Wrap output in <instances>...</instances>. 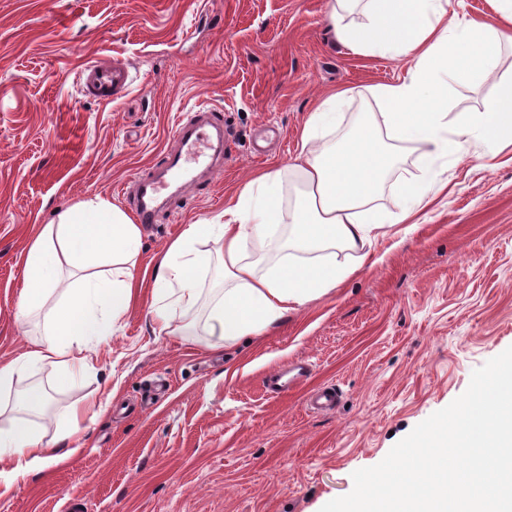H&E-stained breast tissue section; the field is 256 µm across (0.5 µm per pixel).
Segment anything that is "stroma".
Returning a JSON list of instances; mask_svg holds the SVG:
<instances>
[{"instance_id":"35a3bbf8","label":"stroma","mask_w":512,"mask_h":512,"mask_svg":"<svg viewBox=\"0 0 512 512\" xmlns=\"http://www.w3.org/2000/svg\"><path fill=\"white\" fill-rule=\"evenodd\" d=\"M333 0H0V361L44 333L16 319L23 265L57 210L102 197L132 212L131 185L173 144L177 122L224 115V166L143 230L142 268L187 225L211 220L253 173L287 169L325 91L353 86L339 138L378 111L367 86L404 76L388 58L347 55L327 28ZM127 59L118 103L79 94L76 68ZM455 189L393 225L358 272L258 336L210 347L154 335L148 301L114 325L96 369L59 389L27 379L53 412L116 389L122 412L86 422L66 465L0 486V512H319L349 494L473 371L512 346V162L446 164ZM292 360L310 378L281 397L266 375ZM340 392L335 409L308 393Z\"/></svg>"}]
</instances>
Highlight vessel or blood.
<instances>
[{"instance_id": "vessel-or-blood-1", "label": "vessel or blood", "mask_w": 512, "mask_h": 512, "mask_svg": "<svg viewBox=\"0 0 512 512\" xmlns=\"http://www.w3.org/2000/svg\"><path fill=\"white\" fill-rule=\"evenodd\" d=\"M80 93L103 103H114L127 97L131 86L129 65L119 59L88 62L77 77ZM224 123L213 110L201 108L188 114L176 127L175 149L165 152L160 164L136 181L135 211L139 223L156 221L158 205L171 197L173 191L184 192L193 188L198 177L210 174L224 164V152L214 142L215 135L223 134ZM290 378L275 374L267 389L282 395L300 384L308 374L306 364L291 368Z\"/></svg>"}]
</instances>
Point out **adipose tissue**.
<instances>
[{
    "instance_id": "adipose-tissue-1",
    "label": "adipose tissue",
    "mask_w": 512,
    "mask_h": 512,
    "mask_svg": "<svg viewBox=\"0 0 512 512\" xmlns=\"http://www.w3.org/2000/svg\"><path fill=\"white\" fill-rule=\"evenodd\" d=\"M352 0H335L327 23L337 42L354 56H391L407 73L393 83L368 89L382 110L360 121L344 138L327 139L326 129L357 90L328 92L311 113L292 164L302 189L291 212L281 210L282 171L267 169L253 178L208 224L188 225L154 267L151 307L157 334L187 337L206 332L211 344L254 336L288 312L327 295L351 277L354 267L322 259L336 248L359 249L366 263L386 227L411 223L450 188L441 161L477 156L493 169L512 147V75L497 74L506 48H512V0H494L495 21L459 13L453 0H361L357 19H349ZM493 82L494 91L471 112H452L448 89L454 83ZM418 146L422 174L401 180L391 205L379 204L396 145ZM482 152H473V145ZM290 222V257L257 274L248 254L252 243H271L277 224ZM142 232L118 206L96 198L60 212L56 223L39 228L24 260L17 306L19 324L45 313L43 338L20 356L0 363V393L13 396L16 416L0 425V483L11 485L30 473L68 463L69 441L85 420L105 413L109 399L88 398L69 405L55 431L32 424L45 416L46 390L24 381L37 365L59 367L64 377L94 371L97 344L112 336V326L137 301ZM224 270V294L204 327L175 316L194 308L198 275L212 256ZM109 276L88 274L98 262ZM82 278L63 283L61 265Z\"/></svg>"
}]
</instances>
